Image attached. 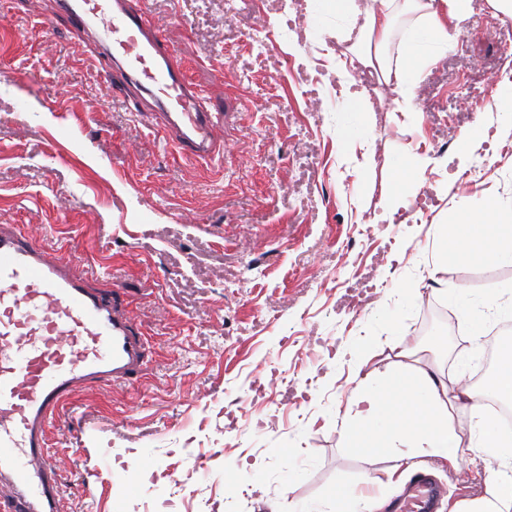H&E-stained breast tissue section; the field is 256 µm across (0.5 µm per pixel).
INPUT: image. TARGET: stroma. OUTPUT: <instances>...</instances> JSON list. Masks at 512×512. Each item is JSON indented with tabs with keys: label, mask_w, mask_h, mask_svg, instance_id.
Returning <instances> with one entry per match:
<instances>
[{
	"label": "stroma",
	"mask_w": 512,
	"mask_h": 512,
	"mask_svg": "<svg viewBox=\"0 0 512 512\" xmlns=\"http://www.w3.org/2000/svg\"><path fill=\"white\" fill-rule=\"evenodd\" d=\"M145 6L223 112L222 155L170 150L103 79L107 61L71 44L59 0H0V224L70 256L97 287L119 282L146 340L135 384L77 389L48 430L66 507L333 512L339 487L397 464L342 433L361 344L376 376L404 344L414 368L471 381L475 359L512 336L486 303L512 295V264L474 259L462 233L445 243L455 261L433 267L440 224L490 202L512 209V121L494 107L512 86V20L471 0L422 74L426 107H385L375 85V139L349 143L347 100L304 79L321 41L298 37L288 0ZM411 154L438 205L382 207ZM369 264L378 301L348 309ZM497 465L471 452L433 476L442 496L473 497Z\"/></svg>",
	"instance_id": "35a3bbf8"
}]
</instances>
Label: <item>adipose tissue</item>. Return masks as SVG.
<instances>
[{"label":"adipose tissue","mask_w":512,"mask_h":512,"mask_svg":"<svg viewBox=\"0 0 512 512\" xmlns=\"http://www.w3.org/2000/svg\"><path fill=\"white\" fill-rule=\"evenodd\" d=\"M470 0H446L437 9L433 0H319V13L345 17L347 31L325 30V37L337 42L348 40L357 31L358 62L378 70L396 101L410 103L411 93L420 81L424 67L435 59L436 50L445 48L453 35L449 21H461L469 15ZM414 17L397 70H390L384 47L398 16ZM459 223L475 225L479 235L477 257L488 262H512V212L487 206L478 213H464ZM374 355L371 346H362L357 367L366 371L356 395L367 402L365 414L345 416L342 430L353 448L370 452L379 448L396 449L399 459L420 465L431 459L458 466L467 450L492 449L497 468L487 470L482 496L449 507L448 512H512V430L499 427L487 415L482 398L470 388L449 392L446 383L427 371L412 372L407 364L384 379L368 372ZM461 408L470 418L462 428L453 411Z\"/></svg>","instance_id":"1"}]
</instances>
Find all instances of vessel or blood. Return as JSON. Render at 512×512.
<instances>
[{
  "label": "vessel or blood",
  "instance_id": "1",
  "mask_svg": "<svg viewBox=\"0 0 512 512\" xmlns=\"http://www.w3.org/2000/svg\"><path fill=\"white\" fill-rule=\"evenodd\" d=\"M70 12L73 44L83 47L91 18L98 38L126 65L114 78L147 94L177 153L211 159L224 115L206 106L174 49L134 0H83ZM36 237L0 224V512H66L48 427L84 385L132 383L144 363L141 332L124 314L123 291L92 288ZM435 489L420 476L402 512H430Z\"/></svg>",
  "mask_w": 512,
  "mask_h": 512
}]
</instances>
